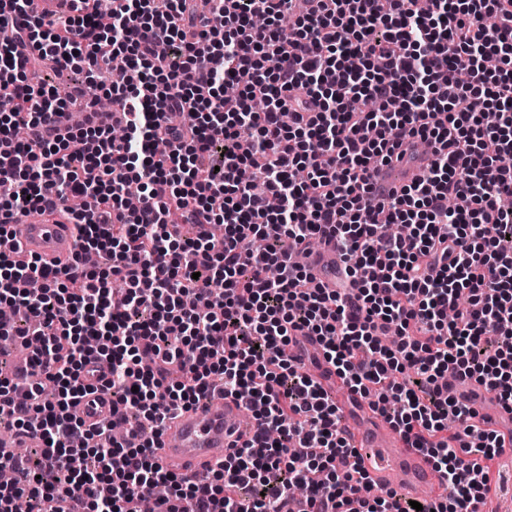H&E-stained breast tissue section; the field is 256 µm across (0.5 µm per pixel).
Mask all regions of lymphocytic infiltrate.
<instances>
[{"mask_svg": "<svg viewBox=\"0 0 512 512\" xmlns=\"http://www.w3.org/2000/svg\"><path fill=\"white\" fill-rule=\"evenodd\" d=\"M7 2L0 235L16 214L85 205L70 266L0 255V303L21 317L0 342L39 344L0 372V407L45 442L35 462L0 448V512L24 495L134 512L148 483L167 487L166 512H414L373 492L339 408L290 354L298 331L441 473L422 512H482L504 436L442 379L512 414V0H317L297 15L293 0H112L106 14L74 0L53 22ZM118 57L124 138L40 135L91 102L30 84V61L87 62L92 83ZM407 140L428 143L429 171L372 203L370 166ZM327 231L347 261L333 288L291 259ZM100 365L117 411L88 429L73 408ZM217 383L252 411V438L205 478L167 471L165 419ZM79 453L89 467L68 470Z\"/></svg>", "mask_w": 512, "mask_h": 512, "instance_id": "f902f5d3", "label": "lymphocytic infiltrate"}]
</instances>
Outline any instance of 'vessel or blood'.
Returning a JSON list of instances; mask_svg holds the SVG:
<instances>
[{
  "label": "vessel or blood",
  "mask_w": 512,
  "mask_h": 512,
  "mask_svg": "<svg viewBox=\"0 0 512 512\" xmlns=\"http://www.w3.org/2000/svg\"><path fill=\"white\" fill-rule=\"evenodd\" d=\"M123 118L120 105L99 112H69L63 125L116 126ZM401 160L372 167L371 174L382 194H390L405 184L421 179L428 171L431 154L417 149L414 143L404 145ZM71 216L65 211L34 212L12 220L9 232L25 259L68 264L76 251L71 232ZM340 259L333 234H325L317 248L304 256V264L317 282L333 287L336 266ZM315 377L322 389L339 408H347L350 390L334 367L321 364ZM85 425L92 426L111 416L112 400L102 392L79 400L75 407ZM481 416L502 432L512 431V414L498 405L493 394H486L480 406ZM350 441L359 451V461L375 490H393L397 499L423 495L433 502L445 492L441 475L428 457L413 448L391 428L385 417L376 411H366L363 423H347ZM252 433L243 421V407L238 400L213 392L189 409L180 412L165 430L162 448L156 449L158 463L165 469L183 476L213 466L222 461L228 449L241 443Z\"/></svg>",
  "instance_id": "vessel-or-blood-1"
}]
</instances>
